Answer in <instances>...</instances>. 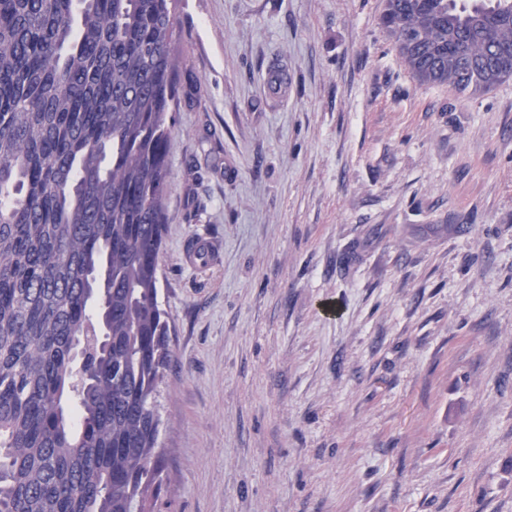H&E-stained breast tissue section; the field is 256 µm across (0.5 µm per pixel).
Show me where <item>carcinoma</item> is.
Listing matches in <instances>:
<instances>
[{
  "instance_id": "1",
  "label": "carcinoma",
  "mask_w": 512,
  "mask_h": 512,
  "mask_svg": "<svg viewBox=\"0 0 512 512\" xmlns=\"http://www.w3.org/2000/svg\"><path fill=\"white\" fill-rule=\"evenodd\" d=\"M180 0H0V512H153ZM421 83L512 80V0H385Z\"/></svg>"
}]
</instances>
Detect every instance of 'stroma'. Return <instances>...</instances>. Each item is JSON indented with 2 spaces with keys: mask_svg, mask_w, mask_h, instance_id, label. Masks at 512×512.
Returning <instances> with one entry per match:
<instances>
[{
  "mask_svg": "<svg viewBox=\"0 0 512 512\" xmlns=\"http://www.w3.org/2000/svg\"><path fill=\"white\" fill-rule=\"evenodd\" d=\"M383 7L178 6L162 512H512V81L419 83Z\"/></svg>",
  "mask_w": 512,
  "mask_h": 512,
  "instance_id": "stroma-1",
  "label": "stroma"
}]
</instances>
